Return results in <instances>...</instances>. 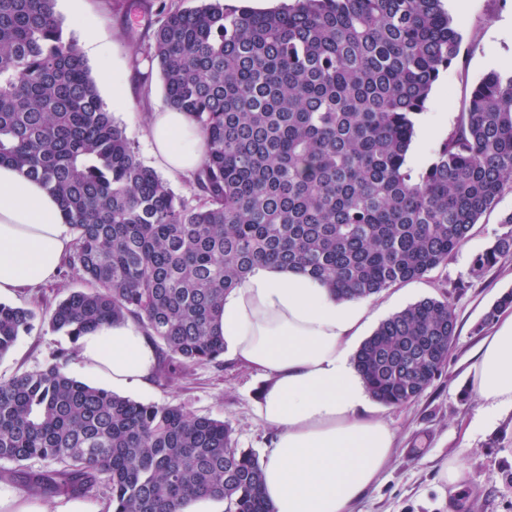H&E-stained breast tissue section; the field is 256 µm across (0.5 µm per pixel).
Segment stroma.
<instances>
[{"label":"stroma","mask_w":512,"mask_h":512,"mask_svg":"<svg viewBox=\"0 0 512 512\" xmlns=\"http://www.w3.org/2000/svg\"><path fill=\"white\" fill-rule=\"evenodd\" d=\"M194 4L195 0H56L63 28L76 40L90 69H98L104 61L124 78L130 102L113 109L112 116L140 161L150 168L155 159L146 136L147 118L165 108L166 102L159 70L147 68L141 57L153 44L161 7ZM444 8L471 49L433 89L423 117L438 125L439 132L415 139L407 158L415 174L433 161L482 77L493 70L512 69V0H466L461 7L456 0H444ZM510 213L512 191L483 214L470 238L448 261L372 299L370 311L377 323L424 298L448 301L456 315L457 337L443 373L418 399L383 406L381 416L395 433V454L356 512H512V412L490 417L478 395L467 387L484 319L497 300L512 290V258L479 278L471 274L472 260L507 232L502 219ZM83 286L78 275L65 271L57 281L10 298L9 303L42 314L69 291ZM62 353L70 376L105 387V380L86 369L76 343L39 320L0 357V381L55 363ZM264 383L258 372L225 354L216 362L190 367L172 383L152 380L127 396L178 405L188 413L224 421L238 447L261 455L271 443L255 411ZM454 457L464 466L467 479L461 490L445 494L439 472L443 462Z\"/></svg>","instance_id":"stroma-1"}]
</instances>
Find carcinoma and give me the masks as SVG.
Returning a JSON list of instances; mask_svg holds the SVG:
<instances>
[{
  "instance_id": "1",
  "label": "carcinoma",
  "mask_w": 512,
  "mask_h": 512,
  "mask_svg": "<svg viewBox=\"0 0 512 512\" xmlns=\"http://www.w3.org/2000/svg\"><path fill=\"white\" fill-rule=\"evenodd\" d=\"M56 0H0V164L41 182L75 233L64 265L85 288L45 321L75 341L131 321L158 349L157 377L224 354V295L257 264L372 297L448 260L512 191V70L473 89L435 159L407 155L433 85L463 34L443 0H293L270 10L199 0L155 32L168 107L206 137L189 199L143 165L114 122ZM512 256V231L477 254L483 276ZM37 313L0 303V356ZM456 318L425 298L383 320L356 351L369 395L417 399L447 363ZM37 495L101 493L112 512H272L257 454L230 427L136 401L54 363L0 381V461Z\"/></svg>"
}]
</instances>
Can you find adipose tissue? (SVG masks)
Wrapping results in <instances>:
<instances>
[{
    "label": "adipose tissue",
    "instance_id": "1",
    "mask_svg": "<svg viewBox=\"0 0 512 512\" xmlns=\"http://www.w3.org/2000/svg\"><path fill=\"white\" fill-rule=\"evenodd\" d=\"M147 138L171 177L200 167L205 135L188 113H152ZM70 245L55 197L0 164V298L55 279ZM368 319L366 301L338 298L317 279L264 264L224 297L225 348L267 378L256 413L272 436L262 469L273 512H354L394 454L395 433L353 365ZM78 346L85 366L116 389L143 385L156 363L153 346L127 322L88 331ZM469 375L487 408L512 410V312L482 338Z\"/></svg>",
    "mask_w": 512,
    "mask_h": 512
}]
</instances>
